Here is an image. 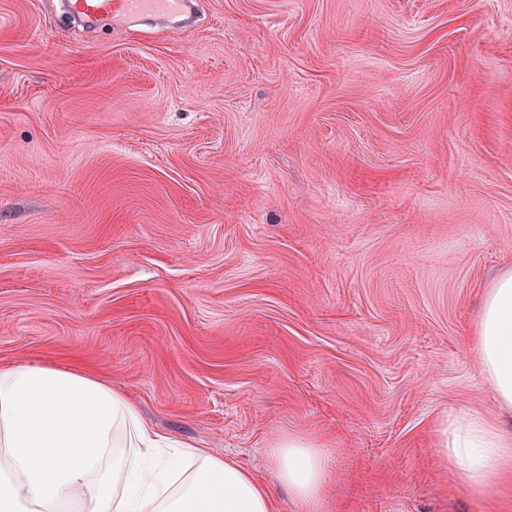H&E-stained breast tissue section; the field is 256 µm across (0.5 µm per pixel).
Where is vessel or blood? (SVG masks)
<instances>
[{
  "label": "vessel or blood",
  "instance_id": "obj_1",
  "mask_svg": "<svg viewBox=\"0 0 512 512\" xmlns=\"http://www.w3.org/2000/svg\"><path fill=\"white\" fill-rule=\"evenodd\" d=\"M67 14L90 20L103 15H120L132 22L186 23L193 17L192 0H65Z\"/></svg>",
  "mask_w": 512,
  "mask_h": 512
}]
</instances>
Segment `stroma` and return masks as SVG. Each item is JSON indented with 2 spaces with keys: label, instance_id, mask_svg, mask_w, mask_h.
Masks as SVG:
<instances>
[{
  "label": "stroma",
  "instance_id": "obj_1",
  "mask_svg": "<svg viewBox=\"0 0 512 512\" xmlns=\"http://www.w3.org/2000/svg\"><path fill=\"white\" fill-rule=\"evenodd\" d=\"M190 28L0 0V365L76 367L326 512H512L451 412L512 432L468 344L512 271V0H196ZM512 440L479 415L451 413L443 425L440 448L442 462L449 463L467 490L480 493L490 476L512 457ZM270 469L295 512H325L331 481L329 448L309 434L289 433L270 449Z\"/></svg>",
  "mask_w": 512,
  "mask_h": 512
}]
</instances>
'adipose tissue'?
Masks as SVG:
<instances>
[{
	"label": "adipose tissue",
	"mask_w": 512,
	"mask_h": 512,
	"mask_svg": "<svg viewBox=\"0 0 512 512\" xmlns=\"http://www.w3.org/2000/svg\"><path fill=\"white\" fill-rule=\"evenodd\" d=\"M470 343L493 401L512 410V273L487 292ZM437 453L479 493L512 458V440L452 413ZM270 469L294 512H324L331 468L316 437H282ZM272 488L233 457L159 434L135 400L91 374L0 366V512H276Z\"/></svg>",
	"instance_id": "1"
}]
</instances>
